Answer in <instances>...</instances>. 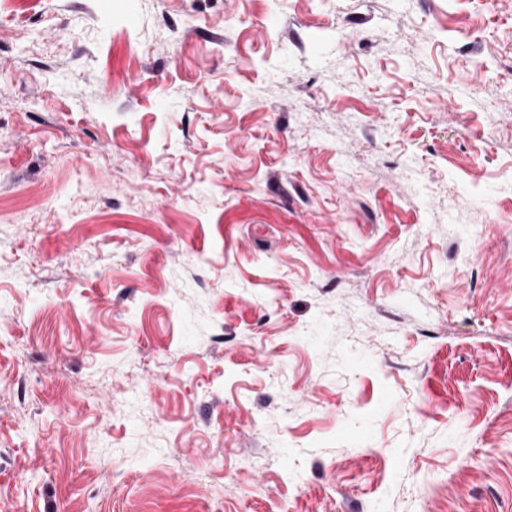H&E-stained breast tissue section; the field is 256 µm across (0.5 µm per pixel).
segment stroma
Wrapping results in <instances>:
<instances>
[{
    "label": "stroma",
    "mask_w": 512,
    "mask_h": 512,
    "mask_svg": "<svg viewBox=\"0 0 512 512\" xmlns=\"http://www.w3.org/2000/svg\"><path fill=\"white\" fill-rule=\"evenodd\" d=\"M0 512H512V0H0Z\"/></svg>",
    "instance_id": "1"
}]
</instances>
